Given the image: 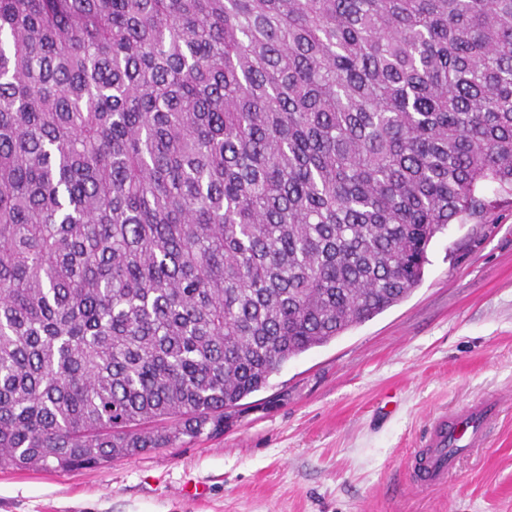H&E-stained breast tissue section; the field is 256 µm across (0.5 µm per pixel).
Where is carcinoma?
Returning a JSON list of instances; mask_svg holds the SVG:
<instances>
[{
    "mask_svg": "<svg viewBox=\"0 0 512 512\" xmlns=\"http://www.w3.org/2000/svg\"><path fill=\"white\" fill-rule=\"evenodd\" d=\"M512 197V0H0V470L224 430Z\"/></svg>",
    "mask_w": 512,
    "mask_h": 512,
    "instance_id": "obj_1",
    "label": "carcinoma"
}]
</instances>
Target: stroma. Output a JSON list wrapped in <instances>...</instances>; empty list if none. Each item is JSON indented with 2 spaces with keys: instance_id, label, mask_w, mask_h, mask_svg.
I'll list each match as a JSON object with an SVG mask.
<instances>
[{
  "instance_id": "obj_1",
  "label": "stroma",
  "mask_w": 512,
  "mask_h": 512,
  "mask_svg": "<svg viewBox=\"0 0 512 512\" xmlns=\"http://www.w3.org/2000/svg\"><path fill=\"white\" fill-rule=\"evenodd\" d=\"M449 224L401 303L288 361L217 435L96 468L0 472V512H512V199ZM502 416L446 487L408 476L433 419ZM198 487L199 497L186 490Z\"/></svg>"
}]
</instances>
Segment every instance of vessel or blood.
<instances>
[{"instance_id": "b4317fda", "label": "vessel or blood", "mask_w": 512, "mask_h": 512, "mask_svg": "<svg viewBox=\"0 0 512 512\" xmlns=\"http://www.w3.org/2000/svg\"><path fill=\"white\" fill-rule=\"evenodd\" d=\"M501 413L497 397L462 406L454 415L437 416L414 455L412 482L421 488L446 486L461 459L481 448Z\"/></svg>"}]
</instances>
